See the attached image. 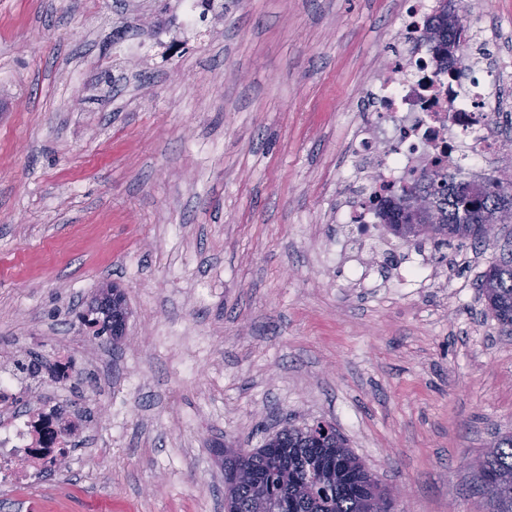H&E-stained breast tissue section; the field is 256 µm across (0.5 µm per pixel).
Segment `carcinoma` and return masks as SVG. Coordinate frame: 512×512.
Returning <instances> with one entry per match:
<instances>
[{"mask_svg": "<svg viewBox=\"0 0 512 512\" xmlns=\"http://www.w3.org/2000/svg\"><path fill=\"white\" fill-rule=\"evenodd\" d=\"M424 36L440 55L464 51L465 28L458 14L443 9L424 23ZM381 223L405 242L430 241L435 247L453 239L474 246L489 235L487 224H512V175H495L480 183L454 174L425 170L385 201ZM479 288L489 309L512 327V263H495L482 275ZM112 324L82 318L96 334L112 331L121 339L124 298L117 289L105 297ZM479 492L491 512H512V435L499 436L474 464ZM224 512H382L396 509L377 477L348 448L338 433L318 436L309 427L288 425L248 452L244 463L224 458Z\"/></svg>", "mask_w": 512, "mask_h": 512, "instance_id": "obj_1", "label": "carcinoma"}]
</instances>
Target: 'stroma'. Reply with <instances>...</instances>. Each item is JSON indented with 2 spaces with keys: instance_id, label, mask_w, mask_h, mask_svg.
Returning a JSON list of instances; mask_svg holds the SVG:
<instances>
[{
  "instance_id": "stroma-1",
  "label": "stroma",
  "mask_w": 512,
  "mask_h": 512,
  "mask_svg": "<svg viewBox=\"0 0 512 512\" xmlns=\"http://www.w3.org/2000/svg\"><path fill=\"white\" fill-rule=\"evenodd\" d=\"M406 0H0V351L101 354L87 452L0 512H224L222 449L333 423L399 512H486L512 334L478 284L512 247L367 251L336 222L363 96ZM497 34L512 114V0ZM425 278L404 284L411 259ZM119 286L120 341L78 315Z\"/></svg>"
}]
</instances>
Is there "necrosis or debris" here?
I'll return each instance as SVG.
<instances>
[{
  "label": "necrosis or debris",
  "instance_id": "necrosis-or-debris-1",
  "mask_svg": "<svg viewBox=\"0 0 512 512\" xmlns=\"http://www.w3.org/2000/svg\"><path fill=\"white\" fill-rule=\"evenodd\" d=\"M444 3L453 7L457 0H408L398 18L399 42L371 91L379 118L353 136L348 176L360 194L342 202L336 221L359 242L372 240L380 222L369 199L389 195L433 167L437 155H447L449 169H467L469 179L478 180L505 153L491 118L498 85L486 26L471 24L466 56L446 61L421 38L425 20ZM14 364L13 353L0 355V490L6 492L61 471L71 445L87 430L81 415L60 399L41 397L29 410L12 407L11 398L29 387Z\"/></svg>",
  "mask_w": 512,
  "mask_h": 512
}]
</instances>
